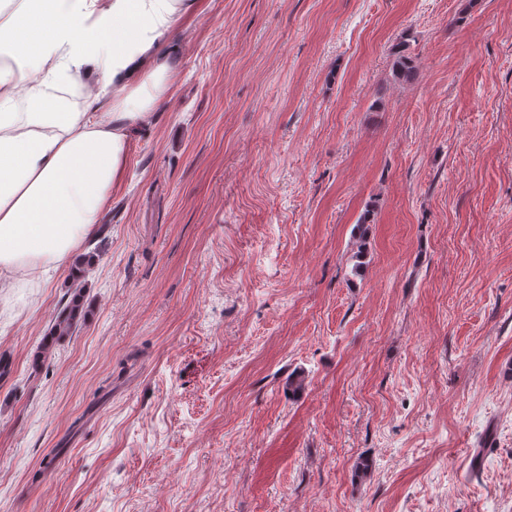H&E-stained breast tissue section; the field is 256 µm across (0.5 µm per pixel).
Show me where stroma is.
Returning a JSON list of instances; mask_svg holds the SVG:
<instances>
[{
  "instance_id": "stroma-1",
  "label": "stroma",
  "mask_w": 512,
  "mask_h": 512,
  "mask_svg": "<svg viewBox=\"0 0 512 512\" xmlns=\"http://www.w3.org/2000/svg\"><path fill=\"white\" fill-rule=\"evenodd\" d=\"M171 39L84 280L0 275V512H512V0ZM83 310V298L80 292L76 293L70 302L61 311L52 330V336H68Z\"/></svg>"
}]
</instances>
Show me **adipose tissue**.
<instances>
[{
    "mask_svg": "<svg viewBox=\"0 0 512 512\" xmlns=\"http://www.w3.org/2000/svg\"><path fill=\"white\" fill-rule=\"evenodd\" d=\"M185 0H0V270L68 263L170 92ZM112 84L110 104L84 90Z\"/></svg>",
    "mask_w": 512,
    "mask_h": 512,
    "instance_id": "1",
    "label": "adipose tissue"
}]
</instances>
